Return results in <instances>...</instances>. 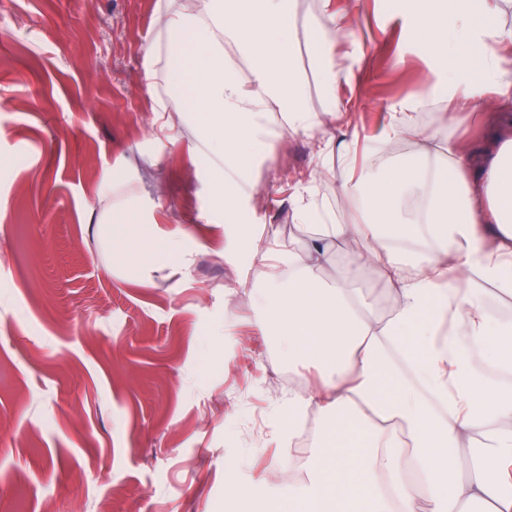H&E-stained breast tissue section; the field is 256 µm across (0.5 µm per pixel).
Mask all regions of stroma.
Wrapping results in <instances>:
<instances>
[{
	"label": "stroma",
	"mask_w": 512,
	"mask_h": 512,
	"mask_svg": "<svg viewBox=\"0 0 512 512\" xmlns=\"http://www.w3.org/2000/svg\"><path fill=\"white\" fill-rule=\"evenodd\" d=\"M179 0H0V512H261L284 487L280 434L289 367L253 323L254 271L223 259L206 148L190 124L165 128L144 53ZM357 29L363 58L334 94L363 136L366 164L388 106L435 72L403 50L396 0H298L295 22ZM402 64H395L397 54ZM314 48L294 51L307 103L323 108ZM448 102L413 114L432 142L469 141ZM342 133L281 135L240 222L280 249L292 198L317 159L339 169ZM133 201L153 235L183 233L187 270L137 273L104 226Z\"/></svg>",
	"instance_id": "1"
}]
</instances>
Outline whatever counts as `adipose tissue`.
<instances>
[{
	"mask_svg": "<svg viewBox=\"0 0 512 512\" xmlns=\"http://www.w3.org/2000/svg\"><path fill=\"white\" fill-rule=\"evenodd\" d=\"M499 3L401 0L409 36L433 25L425 45L449 62L390 105L377 136L379 150L405 137L418 150L360 171L354 143L344 144L347 221L321 209L315 184L330 171L316 164L293 202L304 246L288 251L235 223L254 193L244 175L274 132L312 137L344 124L348 108L331 94L353 67L321 49L330 100L318 113L283 75L314 34L290 23V0H183L164 14L168 84L155 109L168 125L194 124L218 158L210 186L224 211V257H248L262 283L259 332L311 372L308 387L288 390L289 439L325 418L305 480L284 464L300 512H512V318L496 317L483 294L491 284L512 297V28L495 24ZM439 95L456 104L452 125L477 102L505 112L508 138L493 157L478 161L453 138L432 144L413 124V111ZM105 231L121 237L127 265H186L182 235L150 237L129 206ZM354 237L365 251L341 260L336 245ZM366 266L392 297L388 314L354 286Z\"/></svg>",
	"mask_w": 512,
	"mask_h": 512,
	"instance_id": "obj_1",
	"label": "adipose tissue"
}]
</instances>
